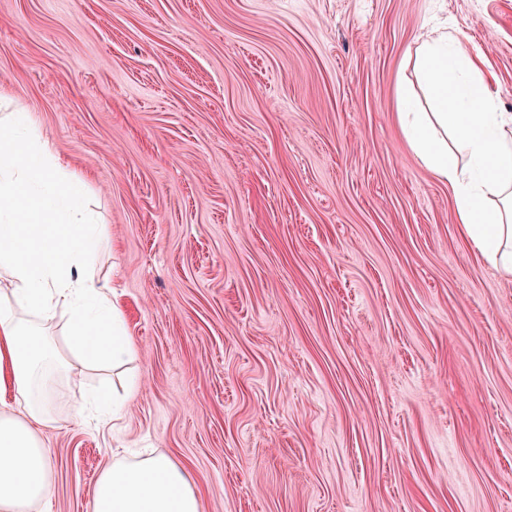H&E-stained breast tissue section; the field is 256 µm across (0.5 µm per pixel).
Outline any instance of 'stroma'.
Wrapping results in <instances>:
<instances>
[{"label": "stroma", "instance_id": "1", "mask_svg": "<svg viewBox=\"0 0 512 512\" xmlns=\"http://www.w3.org/2000/svg\"><path fill=\"white\" fill-rule=\"evenodd\" d=\"M431 16L512 113V0H0V115L86 182L135 349L62 369L50 512L143 446L203 512H512V276L396 119Z\"/></svg>", "mask_w": 512, "mask_h": 512}]
</instances>
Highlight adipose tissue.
I'll return each instance as SVG.
<instances>
[{"label": "adipose tissue", "mask_w": 512, "mask_h": 512, "mask_svg": "<svg viewBox=\"0 0 512 512\" xmlns=\"http://www.w3.org/2000/svg\"><path fill=\"white\" fill-rule=\"evenodd\" d=\"M409 60L433 109L406 110L400 91L406 143L448 184L463 235L512 275V114L499 111L460 30L428 29ZM84 198V181L26 113L0 119V512H44L51 498L42 433L58 422L61 351L94 369L119 367L134 351L111 285L94 272L107 230ZM60 312L61 349L44 334ZM93 512H202V502L186 470L153 452L107 467Z\"/></svg>", "instance_id": "ef3b65f1"}]
</instances>
